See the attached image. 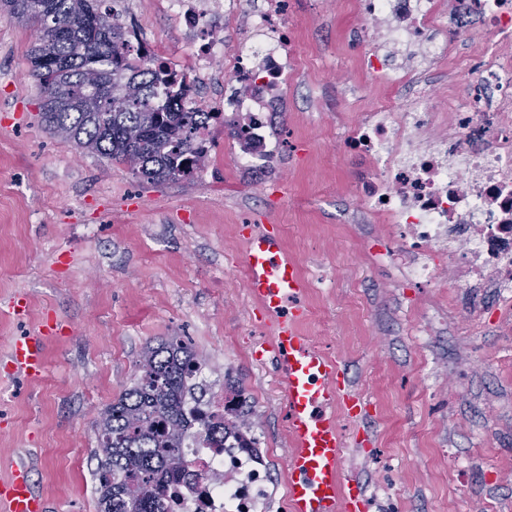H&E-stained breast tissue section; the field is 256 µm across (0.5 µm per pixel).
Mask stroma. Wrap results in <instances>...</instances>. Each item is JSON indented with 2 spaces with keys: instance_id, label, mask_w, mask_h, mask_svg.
Wrapping results in <instances>:
<instances>
[{
  "instance_id": "35a3bbf8",
  "label": "stroma",
  "mask_w": 512,
  "mask_h": 512,
  "mask_svg": "<svg viewBox=\"0 0 512 512\" xmlns=\"http://www.w3.org/2000/svg\"><path fill=\"white\" fill-rule=\"evenodd\" d=\"M289 2L301 69L274 164L239 169L216 125L213 161L165 183L44 128L28 63L39 32L0 17V481L30 462L48 512H97L94 414L131 386L141 351L171 336L216 379H243L272 506H286L277 365L252 358L269 333L239 263L247 224L275 225L300 273L325 275L305 286L303 329L370 406L359 422L336 412L343 477L365 484L368 512H512V329L488 294L405 279L395 229L364 203L374 163L348 143L394 93L361 68L362 38L384 25L361 18L355 0ZM121 11L187 63L163 0H123ZM42 331V376L10 375L15 340Z\"/></svg>"
}]
</instances>
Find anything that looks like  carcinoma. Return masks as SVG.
<instances>
[{
	"mask_svg": "<svg viewBox=\"0 0 512 512\" xmlns=\"http://www.w3.org/2000/svg\"><path fill=\"white\" fill-rule=\"evenodd\" d=\"M100 0H0V12L37 27L29 75L39 90L42 123L54 136L155 181L191 179L205 157L199 129L218 119L181 104L158 105L161 73L130 62L129 45ZM199 355L179 337L147 346L133 386L94 420L98 512H168L167 486L186 466L184 394ZM224 419L202 423L211 436L235 435L249 414L243 388L225 384Z\"/></svg>",
	"mask_w": 512,
	"mask_h": 512,
	"instance_id": "carcinoma-1",
	"label": "carcinoma"
}]
</instances>
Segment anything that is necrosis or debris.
<instances>
[{"instance_id":"4bbe7bcc","label":"necrosis or debris","mask_w":512,"mask_h":512,"mask_svg":"<svg viewBox=\"0 0 512 512\" xmlns=\"http://www.w3.org/2000/svg\"><path fill=\"white\" fill-rule=\"evenodd\" d=\"M189 36V64L181 66L154 45L134 40L133 56H146L174 85L194 87L199 75L224 59L228 79L220 110L247 127L254 146L238 149L240 169L265 168L278 148L272 120L281 111L288 79L299 61L286 0H264L249 16L257 40L224 48V19L235 0H166ZM359 0L360 13L386 23L393 45L418 48L433 60L445 44L427 39L449 27L458 43L486 35L477 60L458 58L454 75L462 93L436 104L428 86L409 103L379 104L350 135L355 149L378 167L362 186L370 212L395 225L410 280L447 277L454 288H487L500 297L499 316L512 325V0ZM444 264H436L435 256ZM188 465L175 485L174 512H270L271 491L261 463L246 451L207 441L189 428Z\"/></svg>"}]
</instances>
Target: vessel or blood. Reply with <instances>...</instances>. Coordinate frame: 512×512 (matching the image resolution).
Wrapping results in <instances>:
<instances>
[{"instance_id":"vessel-or-blood-1","label":"vessel or blood","mask_w":512,"mask_h":512,"mask_svg":"<svg viewBox=\"0 0 512 512\" xmlns=\"http://www.w3.org/2000/svg\"><path fill=\"white\" fill-rule=\"evenodd\" d=\"M241 265L247 272L248 293L257 305L270 338L254 357L273 355L288 418L291 451L286 466L290 512H364L366 490L356 480L343 481L344 438L336 408L361 407L360 398L342 396V369L337 360L318 350L303 332L306 310L297 299L305 284L294 259L272 226L249 232ZM45 339L26 336L13 346L10 365L15 375L39 376ZM0 503L7 512H45L26 464H16L9 481L0 483Z\"/></svg>"}]
</instances>
